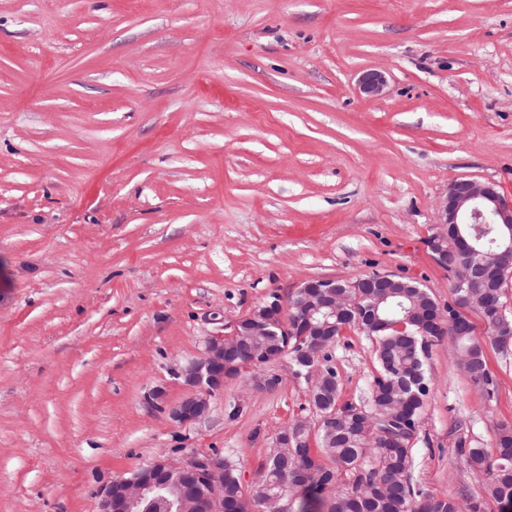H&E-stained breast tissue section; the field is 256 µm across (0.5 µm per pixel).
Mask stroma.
<instances>
[{
	"label": "stroma",
	"mask_w": 512,
	"mask_h": 512,
	"mask_svg": "<svg viewBox=\"0 0 512 512\" xmlns=\"http://www.w3.org/2000/svg\"><path fill=\"white\" fill-rule=\"evenodd\" d=\"M383 71L381 97L360 93ZM458 178L512 198V0H0V512H96L158 456L218 453L243 486L308 386L226 380L208 417L150 402L206 337L309 279L417 280ZM432 346L414 481L498 512L457 442L512 421ZM342 400L372 345L332 350ZM358 85L361 93L368 98H374L383 94L387 79L382 71L368 70L361 75Z\"/></svg>",
	"instance_id": "obj_1"
}]
</instances>
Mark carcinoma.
Listing matches in <instances>:
<instances>
[{
    "mask_svg": "<svg viewBox=\"0 0 512 512\" xmlns=\"http://www.w3.org/2000/svg\"><path fill=\"white\" fill-rule=\"evenodd\" d=\"M476 239L473 263H487L501 251L498 227L483 226L481 233L468 227ZM450 280L453 303L448 310V338L457 364L486 395L493 397L497 382L488 368L485 348L475 335L470 315L487 326L491 344L509 360L512 316L506 313L504 288L474 283L460 287L466 267L453 268ZM343 309L316 318L336 324V335L323 337L313 357L304 351L314 337L302 335L307 306L298 292L289 300L282 320L288 330L272 327V336H240L224 355V374L233 375L240 363L265 364L288 358L298 378L315 375L312 433H299L292 425L288 445L275 446L259 464L251 487H243L238 464L224 459V512H255L259 508L286 507V512H482L473 502L462 507L446 495L431 493L413 482V439L430 392L426 375L429 347L443 330L422 323L417 312L439 310L426 288H341ZM359 331L374 346L373 376L365 397L340 402V380L329 364L328 349L347 329ZM471 470L482 473L495 500L512 498V423L498 426L494 447L460 440ZM186 479L181 478L148 492L136 512H178Z\"/></svg>",
    "mask_w": 512,
    "mask_h": 512,
    "instance_id": "cac0c4a2",
    "label": "carcinoma"
}]
</instances>
